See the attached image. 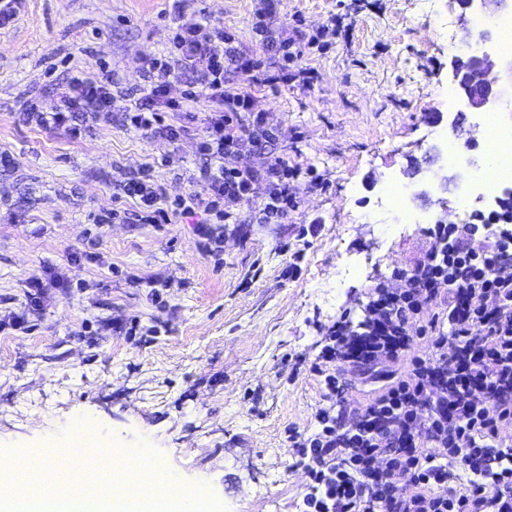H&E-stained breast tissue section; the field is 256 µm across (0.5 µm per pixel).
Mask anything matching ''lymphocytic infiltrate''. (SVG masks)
<instances>
[{
    "label": "lymphocytic infiltrate",
    "mask_w": 512,
    "mask_h": 512,
    "mask_svg": "<svg viewBox=\"0 0 512 512\" xmlns=\"http://www.w3.org/2000/svg\"><path fill=\"white\" fill-rule=\"evenodd\" d=\"M168 44L166 54L142 60L146 84L130 124L174 140L181 129L165 113L204 104L213 116L200 149L215 165L198 190L167 208L158 186L131 180L135 219L169 224L201 207L226 222L228 201L256 206L267 221L286 217L299 204L292 183L301 167L280 156L260 171L233 163L237 146L259 137L261 121L249 116L254 92L275 76L203 15L173 27ZM228 62L237 66L231 89ZM188 73L183 98H168L170 82ZM115 102L111 81L74 74L48 121L108 112ZM260 179L271 191L258 202L252 186ZM431 234L436 247L414 267L370 287L361 321L337 320L313 366L326 406L312 434L288 437L310 479L302 512H512V201L482 232L438 224ZM415 333L426 343L420 355L409 352ZM371 380L377 386L365 401L349 400Z\"/></svg>",
    "instance_id": "f902f5d3"
}]
</instances>
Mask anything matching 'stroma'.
I'll use <instances>...</instances> for the list:
<instances>
[{
  "label": "stroma",
  "mask_w": 512,
  "mask_h": 512,
  "mask_svg": "<svg viewBox=\"0 0 512 512\" xmlns=\"http://www.w3.org/2000/svg\"><path fill=\"white\" fill-rule=\"evenodd\" d=\"M223 22L244 52L306 25L340 21L329 49L298 65L311 87L254 93L273 133L242 143L239 168L274 156L323 182H296L297 209L260 219L228 202L237 223L203 211L175 224H135L122 194L144 166L167 200L197 185L205 111L183 114L176 141L128 127L144 56L164 51L172 0H20L0 29V452L54 456L77 416L113 448L153 455L161 474L205 485L228 512H297L308 478L290 433L311 434L325 384L312 372L344 313L360 316L377 279L409 268L434 240L399 223L387 188L446 223L483 158L480 113L449 110L451 59L464 43L456 0H187ZM112 76V112L87 130L24 119L29 96L54 109L73 72ZM476 139L448 163L434 140L450 123ZM40 278L42 288L29 287ZM135 335H128L131 321Z\"/></svg>",
  "instance_id": "stroma-1"
}]
</instances>
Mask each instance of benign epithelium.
Here are the masks:
<instances>
[{"label":"benign epithelium","instance_id":"1","mask_svg":"<svg viewBox=\"0 0 512 512\" xmlns=\"http://www.w3.org/2000/svg\"><path fill=\"white\" fill-rule=\"evenodd\" d=\"M495 66V60L486 52L471 54L465 59L452 58V78L465 107L479 110L503 96L504 91L495 87L496 80L489 78Z\"/></svg>","mask_w":512,"mask_h":512}]
</instances>
